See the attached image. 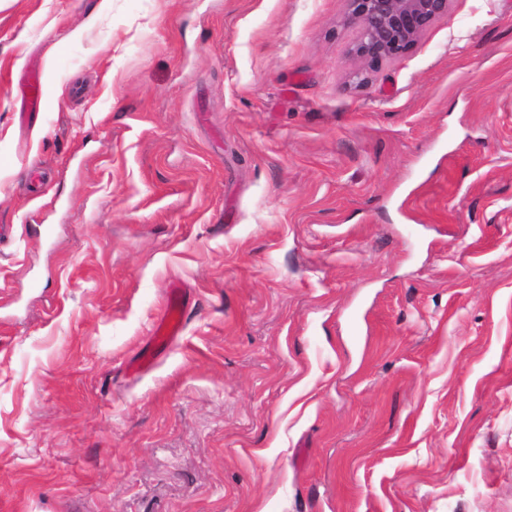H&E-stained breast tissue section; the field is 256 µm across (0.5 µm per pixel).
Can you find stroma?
<instances>
[{
	"mask_svg": "<svg viewBox=\"0 0 512 512\" xmlns=\"http://www.w3.org/2000/svg\"><path fill=\"white\" fill-rule=\"evenodd\" d=\"M98 7L0 0V512H512V0ZM348 22L358 30L352 52L364 68L353 78L368 81L369 71L407 55L417 40L448 14L449 0H348ZM176 300V297L171 299L168 315L154 332L155 339L158 342L168 341L172 337L177 336L180 332L181 322L178 316L180 304Z\"/></svg>",
	"mask_w": 512,
	"mask_h": 512,
	"instance_id": "1",
	"label": "stroma"
}]
</instances>
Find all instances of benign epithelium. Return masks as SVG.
I'll return each instance as SVG.
<instances>
[{
	"label": "benign epithelium",
	"instance_id": "1",
	"mask_svg": "<svg viewBox=\"0 0 512 512\" xmlns=\"http://www.w3.org/2000/svg\"><path fill=\"white\" fill-rule=\"evenodd\" d=\"M348 22L358 30L352 52L364 68L358 84L382 64L407 55L417 40L448 14L449 0H348Z\"/></svg>",
	"mask_w": 512,
	"mask_h": 512
}]
</instances>
